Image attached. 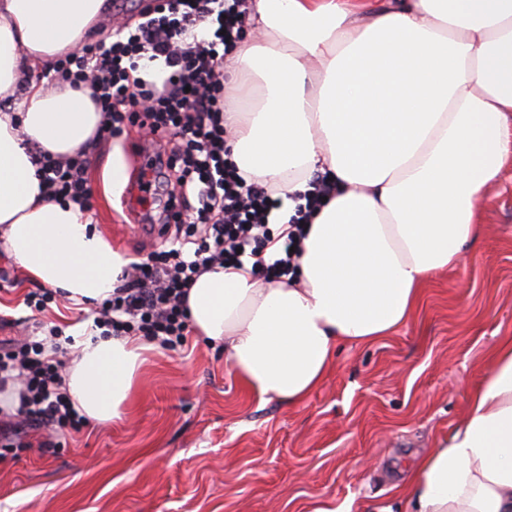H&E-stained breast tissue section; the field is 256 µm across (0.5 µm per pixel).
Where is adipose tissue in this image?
Instances as JSON below:
<instances>
[{
	"label": "adipose tissue",
	"instance_id": "adipose-tissue-1",
	"mask_svg": "<svg viewBox=\"0 0 512 512\" xmlns=\"http://www.w3.org/2000/svg\"><path fill=\"white\" fill-rule=\"evenodd\" d=\"M107 0H0V233L21 268L82 305L110 297L126 267L79 205L51 197L35 151L73 158L102 119L88 90L45 89L93 34ZM255 38L224 58L230 160L283 207L284 225L328 176L290 279L252 258L189 290L194 336L224 345L259 398L303 403L339 345L394 335L425 284L480 236L490 186L512 161V0H249ZM149 345L81 327L63 370L80 414L123 419ZM377 512H512V338L449 438L417 458Z\"/></svg>",
	"mask_w": 512,
	"mask_h": 512
}]
</instances>
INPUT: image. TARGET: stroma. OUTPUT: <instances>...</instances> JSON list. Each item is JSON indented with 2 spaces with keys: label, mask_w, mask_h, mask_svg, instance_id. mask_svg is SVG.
<instances>
[{
  "label": "stroma",
  "mask_w": 512,
  "mask_h": 512,
  "mask_svg": "<svg viewBox=\"0 0 512 512\" xmlns=\"http://www.w3.org/2000/svg\"><path fill=\"white\" fill-rule=\"evenodd\" d=\"M151 0H110L96 40L115 22L137 27ZM120 148L135 193L105 194L101 174ZM161 145L125 124L86 153L96 231L130 259L149 252L140 229L166 196L148 163ZM0 339L31 335L34 319L63 336L93 310L60 299L34 316L36 280L0 247ZM512 336V165L487 195L482 233L458 266L425 287L414 318L367 346L340 345L322 385L299 405L249 394L221 345L189 337L147 351L130 417L55 438L0 445V512H375L417 455L447 437L483 379L492 348Z\"/></svg>",
  "instance_id": "obj_1"
}]
</instances>
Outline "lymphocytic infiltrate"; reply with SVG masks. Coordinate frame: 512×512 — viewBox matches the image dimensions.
I'll list each match as a JSON object with an SVG mask.
<instances>
[{"mask_svg": "<svg viewBox=\"0 0 512 512\" xmlns=\"http://www.w3.org/2000/svg\"><path fill=\"white\" fill-rule=\"evenodd\" d=\"M244 0L216 6L215 0H161L155 17L118 35L59 59L57 81L83 84L104 115L96 137L119 135L127 114L144 112L152 139L173 140L170 165L178 169L179 195L167 220L178 234L170 248L151 252L133 263L132 274L104 300L95 319L110 336H148L174 349L190 333L187 297L202 272L254 260L262 277L282 278L293 271L305 237L299 224H287L279 237L283 252L266 259L272 243L268 217L281 205L263 187L247 183L225 157L224 50L247 35ZM206 38L188 40L200 24ZM163 60L169 75L163 82L138 77L141 61ZM39 172L58 197L90 206L86 163L39 158ZM52 356L42 342L0 341V386L16 380L22 386L18 414L22 427L0 429V440L18 439L21 428L80 432L88 423L63 389L57 329Z\"/></svg>", "mask_w": 512, "mask_h": 512, "instance_id": "lymphocytic-infiltrate-1", "label": "lymphocytic infiltrate"}]
</instances>
